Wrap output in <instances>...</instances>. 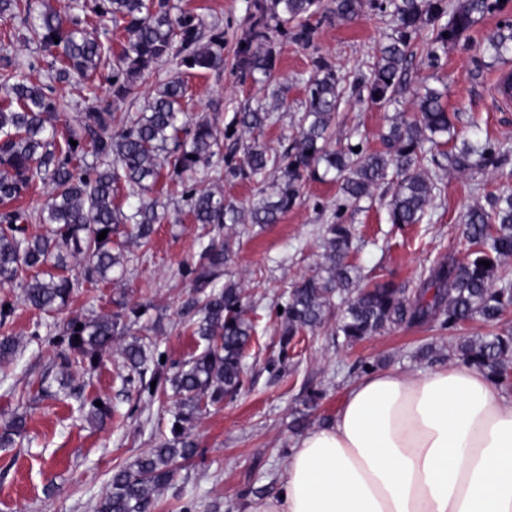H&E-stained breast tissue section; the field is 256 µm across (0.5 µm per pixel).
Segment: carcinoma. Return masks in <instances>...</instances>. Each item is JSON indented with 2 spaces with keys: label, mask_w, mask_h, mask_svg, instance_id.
<instances>
[{
  "label": "carcinoma",
  "mask_w": 512,
  "mask_h": 512,
  "mask_svg": "<svg viewBox=\"0 0 512 512\" xmlns=\"http://www.w3.org/2000/svg\"><path fill=\"white\" fill-rule=\"evenodd\" d=\"M251 7L245 46L236 49L242 76L271 79L277 65L275 32L313 51L299 131L279 151L261 141L272 111L260 102L236 113L232 129L221 130L205 119L190 122L183 110L187 86L179 76L161 83L143 111L120 119L112 112L161 62L182 73L224 67V35L205 37L198 16L174 11L170 0H97L93 25L77 15H61L45 0H0V15L21 19L40 35V54L24 70L7 55L8 45L0 47L5 52L0 66V203L39 184L50 188L38 215L44 234L27 233L29 212L0 213V277L22 281L20 300L0 299V327L10 321L17 302L45 312L60 309L80 280L100 279L123 265L122 244L114 243L115 237L142 245L150 241L154 225L166 213L144 201L124 212L114 204L121 187L127 196L138 197L163 177L180 190L197 224L265 225L278 223L301 202L307 181L332 173L338 191L324 229L322 261L286 292L278 314L280 357L272 368L286 364L296 336L323 327L336 311L335 335L348 344L402 325L435 324L456 336L465 323L478 320L496 331L457 336L448 343V359L477 367L500 387H512V329L500 327L512 308V281L501 276L504 261L512 257V169L504 171L512 161V145L490 137L476 122L470 135L459 137L444 93L427 88L415 96L411 116L394 118L381 137L382 149L370 151L362 140L333 147L331 126L342 102L344 77L315 45L323 23L354 21L367 9L391 11L393 34L379 45L369 70L353 80L359 101L387 108L397 103L419 31L429 29L422 59L437 70L448 46L459 44L479 18L501 9V2L456 0L450 7L447 0H332L330 5L323 0H252ZM114 33L121 50L112 59L105 43ZM478 54L481 63L486 57L494 64L512 61L511 19L479 44ZM109 66L112 101L59 126L51 83L76 76L95 97L97 75ZM237 126L250 135L241 144L240 158L221 151V142L235 135ZM90 155L100 163H89ZM216 156L223 162L218 178L257 185V198L248 207L225 201L219 191L196 187L194 175ZM436 167L458 173L490 168L499 174L498 186L486 195L487 205L473 206L465 215L470 251L462 259L441 255L412 289L361 275L349 262L354 229L344 222L347 206L372 199L379 189L389 223L420 224L436 196ZM232 254L230 238L213 240L195 265L182 269L198 295L200 318L193 334L206 342L203 353L170 364L161 361L163 352H146L139 337L120 347L129 369L126 383L138 395L152 402L173 392L171 438L112 474L98 512H150L154 492L173 484L179 461L199 454L188 433L194 417L242 389L245 357L256 332L246 317L253 302L235 281L215 285ZM70 259L79 262L83 276L64 274ZM484 261L491 266L482 265ZM120 321L119 314L73 319L56 335L43 336L36 329L31 336L57 348L62 369L91 372L112 350ZM24 425L21 417L12 420L0 432V447L12 445Z\"/></svg>",
  "instance_id": "obj_1"
}]
</instances>
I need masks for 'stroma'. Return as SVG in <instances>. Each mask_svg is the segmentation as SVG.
<instances>
[{
	"mask_svg": "<svg viewBox=\"0 0 512 512\" xmlns=\"http://www.w3.org/2000/svg\"><path fill=\"white\" fill-rule=\"evenodd\" d=\"M178 9L197 14L206 34L223 33L224 66L219 70L185 74L188 117H207L228 126L244 105L266 98L263 83L240 80L235 49L250 28V0H172ZM512 18V0L501 10L481 17L469 32V47L454 46L439 71L413 57L398 109L412 112L413 93L421 86H448L449 112L459 113L460 125L477 118L489 135L512 141V106L499 105L492 95L498 67L477 65L473 47L497 24ZM393 28L390 13L369 12L355 22L322 25L317 44L339 74L351 75L374 60L378 45ZM277 52L274 79L286 90L284 106L275 109L263 139L277 148L290 141L303 110L304 81L311 71V53L292 39L273 37ZM387 109L346 94L333 128L334 142L364 137L370 149L381 146ZM499 182L492 173L440 174L430 209L422 224H389L384 203L374 199L348 206L346 223L355 232L352 263L364 275L414 285L440 255L464 256L467 243L463 217L470 206L485 201ZM337 186L330 180L308 181L301 203L279 223L259 228L240 224L234 254L225 269L228 277L252 294L249 316L256 326L247 353L248 380L232 400L210 406L190 425L189 434L200 453L185 464L175 487H163L152 512H178L176 490L202 501L199 512H239L251 496L272 493L274 474L288 461L303 429L328 423L347 388L366 371L392 367L408 373L427 369L421 347L448 351L449 336L435 326H401L363 342L346 346L335 341L330 328L297 336L288 366L274 373L268 365L279 358V323L274 305L280 292L321 262L322 227L327 209L336 203ZM152 198L166 205L168 220L155 225L148 244L130 245L124 269L110 281L82 283L62 309L41 313L17 305L5 334L19 341L13 359L0 364V428L21 414L25 432L14 447L0 448V512H96L115 469L132 464L158 447L168 431V416L159 402L137 399L123 381L128 370L119 351L104 355L96 371L73 370L70 393L59 390V360L51 345L31 341L33 327L58 333L74 317L117 314L142 304L146 314L125 325L123 339L145 336L157 343L168 361L182 363L201 353L203 341L193 336L196 307L188 280L180 268L198 260L210 240L223 239L224 230L194 223L180 198H169L157 184ZM325 212L315 210V203ZM324 392L319 404L308 399L310 389ZM109 399L113 414L97 425L87 421L89 401Z\"/></svg>",
	"mask_w": 512,
	"mask_h": 512,
	"instance_id": "35a3bbf8",
	"label": "stroma"
}]
</instances>
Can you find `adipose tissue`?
<instances>
[{
	"label": "adipose tissue",
	"instance_id": "adipose-tissue-1",
	"mask_svg": "<svg viewBox=\"0 0 512 512\" xmlns=\"http://www.w3.org/2000/svg\"><path fill=\"white\" fill-rule=\"evenodd\" d=\"M243 512H512V403L461 362L371 372Z\"/></svg>",
	"mask_w": 512,
	"mask_h": 512
}]
</instances>
